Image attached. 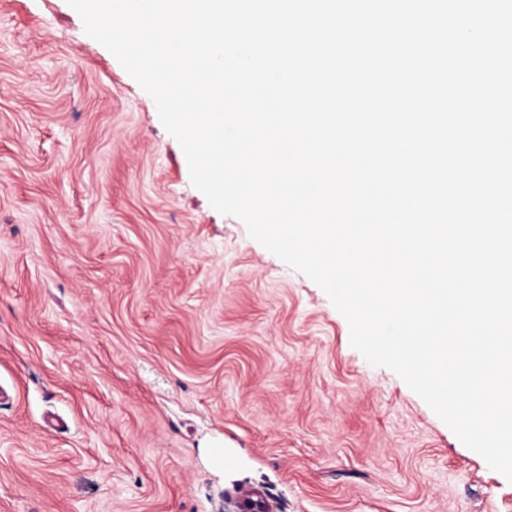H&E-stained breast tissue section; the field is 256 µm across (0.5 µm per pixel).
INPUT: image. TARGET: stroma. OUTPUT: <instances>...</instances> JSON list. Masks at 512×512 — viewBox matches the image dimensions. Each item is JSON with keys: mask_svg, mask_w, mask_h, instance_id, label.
Masks as SVG:
<instances>
[{"mask_svg": "<svg viewBox=\"0 0 512 512\" xmlns=\"http://www.w3.org/2000/svg\"><path fill=\"white\" fill-rule=\"evenodd\" d=\"M249 492L273 512H512V483L192 185L67 0H0V512Z\"/></svg>", "mask_w": 512, "mask_h": 512, "instance_id": "1", "label": "stroma"}]
</instances>
